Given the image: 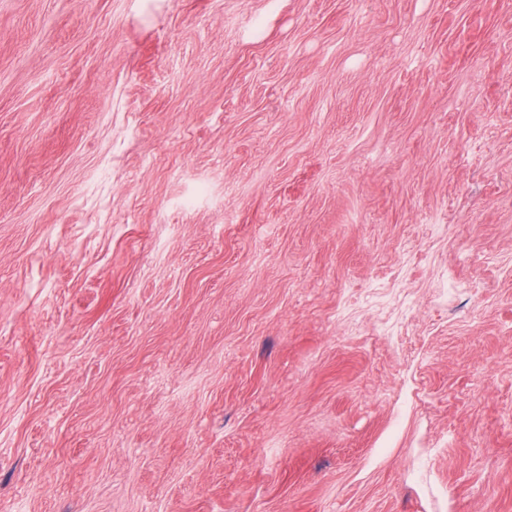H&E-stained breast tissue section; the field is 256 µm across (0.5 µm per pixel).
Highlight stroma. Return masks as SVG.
I'll return each mask as SVG.
<instances>
[{"instance_id":"1","label":"stroma","mask_w":512,"mask_h":512,"mask_svg":"<svg viewBox=\"0 0 512 512\" xmlns=\"http://www.w3.org/2000/svg\"><path fill=\"white\" fill-rule=\"evenodd\" d=\"M512 512V0H0V512Z\"/></svg>"}]
</instances>
